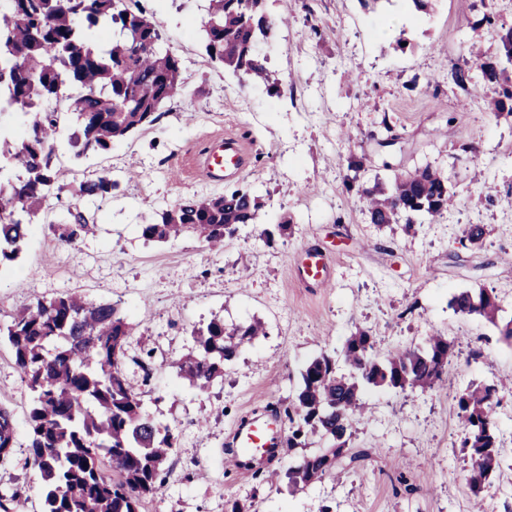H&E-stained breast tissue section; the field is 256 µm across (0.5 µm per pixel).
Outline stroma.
<instances>
[{"label":"stroma","instance_id":"stroma-1","mask_svg":"<svg viewBox=\"0 0 512 512\" xmlns=\"http://www.w3.org/2000/svg\"><path fill=\"white\" fill-rule=\"evenodd\" d=\"M474 0H432L428 13L394 8L363 11L357 0H266L268 14L287 17L273 41L260 44L281 86L273 94L224 71L206 56L201 20L207 0H143L180 60L181 93L151 128L83 161L60 146L65 189L49 198V223L33 228L11 270L0 273V321L37 298L72 291L117 304L134 326L123 365L145 409L175 428L179 444L166 468L163 495L144 512H225L230 499L245 512H473L471 459L454 394L474 382L512 378V344L480 317L450 307L460 291L494 290L501 321L512 320V118L488 108L494 90L474 78L468 90L452 80L472 43L495 57L494 32L476 27ZM318 25L321 38L310 36ZM405 49H397V39ZM418 78L420 89L406 84ZM231 136L246 150L240 176L208 183L197 171L202 149ZM363 160L353 169L352 160ZM432 165L448 175L453 202L437 222L411 230L370 224L363 188ZM101 176L118 187L80 206L93 233L62 244L53 226L68 219L79 182ZM249 186L263 203L259 223L214 251L183 235L146 241L141 225L187 198ZM493 194L494 205L483 202ZM287 225L266 243L262 228ZM483 224L480 249L462 248L464 225ZM320 253L330 286L303 279L301 265ZM226 324L262 320L267 334L242 347L224 379L200 393L173 367L194 344V326L212 317ZM369 330L380 352L424 345L441 332L455 342L448 374L428 391L367 388L373 417L357 424L350 451L304 490L288 489L285 472L300 448L281 446L270 467L276 484L257 486L250 473L229 469L225 453L242 419L266 406H287L300 372L313 357H341L351 333ZM150 359L151 378L140 360ZM497 424L504 463L484 493L485 512H512V391L499 395ZM0 403L13 415L18 446L0 469V490L28 489L40 512L34 472L27 468L31 392L0 344Z\"/></svg>","mask_w":512,"mask_h":512}]
</instances>
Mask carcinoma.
I'll return each mask as SVG.
<instances>
[{"label": "carcinoma", "instance_id": "obj_1", "mask_svg": "<svg viewBox=\"0 0 512 512\" xmlns=\"http://www.w3.org/2000/svg\"><path fill=\"white\" fill-rule=\"evenodd\" d=\"M265 0H209L201 21L206 56L248 81L276 89L277 80L257 52L277 23ZM496 60L477 67L495 87L490 103L498 116H512V27L499 32ZM182 89L180 61L161 47L153 17L128 0H9L0 11V112L30 116L16 140L0 133V269L22 252L44 203L62 192L53 162L61 129L57 106L75 117L67 142L76 159L110 149L112 142L152 126L159 110ZM117 188L107 177L83 181L75 196L105 197ZM366 217L379 227L405 221H434L448 211L453 193L448 176L427 165L395 178L389 190L376 183L363 189ZM262 204L245 186L211 198H188L162 211L141 236L164 243L184 234L221 249L239 226L257 224ZM57 225L60 242L72 245L93 229L77 207ZM483 224L462 230L464 248L482 245ZM454 310L499 326L494 290H465L452 299ZM134 325L112 303H95L77 294L38 299L0 325L14 365L34 398L28 413V463L40 478L41 512H142L144 502L165 490L164 466L179 434L145 412L142 393L122 366ZM264 334L259 321L227 327L213 317L193 330L194 346L171 363L179 378L208 391L224 377V365L241 344ZM454 343L432 336L423 347L379 355L366 330L349 336L343 360L322 354L300 372L295 398L285 407L288 447L302 448L315 437L319 448L305 454L286 473L288 486L303 489L321 480L346 457L351 429L365 419L366 386L404 391L432 389L448 372ZM511 383L471 384L456 393L464 433L461 447L473 460L469 488L480 496L500 468L501 449L495 408L499 389ZM16 431L11 411L0 405V468L13 460ZM23 487L0 493V512H26Z\"/></svg>", "mask_w": 512, "mask_h": 512}]
</instances>
